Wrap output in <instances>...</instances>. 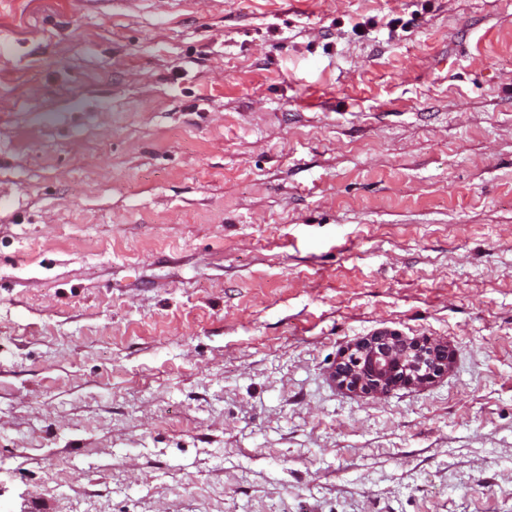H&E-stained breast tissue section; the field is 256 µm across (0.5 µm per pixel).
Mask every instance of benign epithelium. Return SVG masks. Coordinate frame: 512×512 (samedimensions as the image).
<instances>
[{"label": "benign epithelium", "instance_id": "1", "mask_svg": "<svg viewBox=\"0 0 512 512\" xmlns=\"http://www.w3.org/2000/svg\"><path fill=\"white\" fill-rule=\"evenodd\" d=\"M451 359L445 345L382 332L354 344L333 377L352 392L384 393L429 382L448 368Z\"/></svg>", "mask_w": 512, "mask_h": 512}]
</instances>
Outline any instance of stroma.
Here are the masks:
<instances>
[{
    "label": "stroma",
    "mask_w": 512,
    "mask_h": 512,
    "mask_svg": "<svg viewBox=\"0 0 512 512\" xmlns=\"http://www.w3.org/2000/svg\"><path fill=\"white\" fill-rule=\"evenodd\" d=\"M0 512H512V0H0ZM451 359L448 346L382 332L354 344L333 377L352 392L384 393L429 382L448 368Z\"/></svg>",
    "instance_id": "1"
}]
</instances>
